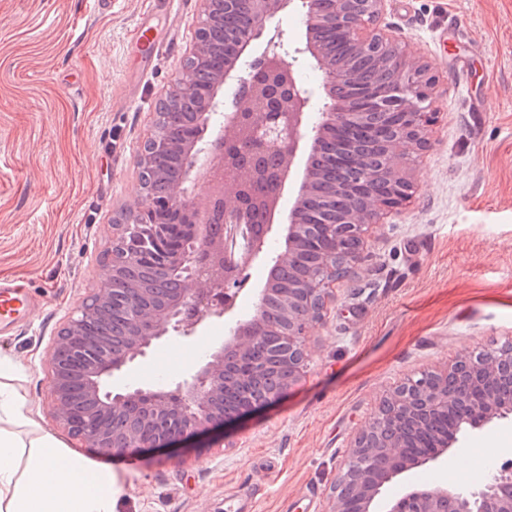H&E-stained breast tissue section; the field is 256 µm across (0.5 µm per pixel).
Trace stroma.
Here are the masks:
<instances>
[{
	"label": "stroma",
	"mask_w": 512,
	"mask_h": 512,
	"mask_svg": "<svg viewBox=\"0 0 512 512\" xmlns=\"http://www.w3.org/2000/svg\"><path fill=\"white\" fill-rule=\"evenodd\" d=\"M199 0H0V279L27 282L29 315L0 333L41 430L111 468L117 512H322L353 433L405 376L512 341V0H386L377 26L430 65L429 142L406 161L414 189L384 214L333 285L305 377L285 397L202 437L201 447L105 456L53 418L46 353L96 287L112 226L139 194L136 153L156 99L179 76ZM162 33L151 58L134 29ZM135 370L165 388L179 372ZM467 454L512 460V424L473 433Z\"/></svg>",
	"instance_id": "stroma-1"
}]
</instances>
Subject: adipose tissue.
Returning <instances> with one entry per match:
<instances>
[{
	"instance_id": "obj_1",
	"label": "adipose tissue",
	"mask_w": 512,
	"mask_h": 512,
	"mask_svg": "<svg viewBox=\"0 0 512 512\" xmlns=\"http://www.w3.org/2000/svg\"><path fill=\"white\" fill-rule=\"evenodd\" d=\"M8 422L35 424L12 363L0 360V512H116L109 469L50 433L22 438Z\"/></svg>"
}]
</instances>
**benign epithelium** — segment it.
I'll return each mask as SVG.
<instances>
[{"mask_svg": "<svg viewBox=\"0 0 512 512\" xmlns=\"http://www.w3.org/2000/svg\"><path fill=\"white\" fill-rule=\"evenodd\" d=\"M200 2L195 41L184 72L159 95L154 130L137 155L140 169L151 156L168 151H180L187 158L180 177L170 185L167 200L173 223L188 241V246L167 256L180 288L168 307L157 313L148 312L136 296H129L130 342L122 354L115 355L109 337L76 335L90 311L112 298L117 273L105 272L57 332L49 350L55 421L83 445L103 454L175 447L276 402L297 385L307 368L308 336L324 320L338 264L354 262L368 226L383 209L406 198L412 184L401 160L427 143L435 81L428 75L429 65L397 39L369 30L385 0H221L224 13L241 15L245 27L224 60L223 71L205 88L198 86L192 70L201 71L208 63L204 48L213 23L212 0ZM285 13L301 16L304 37L296 39L283 29ZM317 25L335 29L357 52L396 72L395 80L369 96L371 105L392 106L406 116L393 158L380 170L395 192L377 200L368 213L338 214L335 197L325 198L323 223L338 234L350 235L353 246L345 255L337 248L319 249L314 272L288 292L283 305L285 322L280 327H269L264 318L245 326L237 319L229 323L224 344L174 387L155 389L132 381L112 386V380L124 377L146 359L155 344L171 337L193 338L212 319L227 316L251 269L279 265L312 240L308 226L298 223V213L311 191L314 174L306 167L300 182L294 183L297 162L306 159L329 130L354 123L355 116L334 91L340 84L353 82L354 74L326 65L309 37ZM307 63L322 72L321 84L309 87L302 82L300 70ZM190 96L200 99L198 130L177 143L163 126L178 122L181 98ZM207 127L213 130L209 138L201 133ZM198 179L207 184L201 204L191 192ZM287 193L292 195L290 221L279 224V206ZM152 206V197L140 189L136 206L124 213V222L112 225V246L133 229L138 214ZM274 238L284 241L275 254L269 250ZM265 336L278 337L272 351L287 366L288 380L264 399L247 402L232 414L216 411L214 402L224 395L226 361H248L253 346ZM68 357L84 363L81 381L87 399L94 404L92 412L80 419L75 417L73 400L65 388L74 377ZM503 366L512 371L511 346L467 351L454 362L424 370L387 391L351 437L324 512H347V489L361 496L362 512H376L384 488L395 485L403 474L425 465L446 467L448 451L460 448L466 434L511 418L512 393L502 395L485 387L486 378ZM450 411L456 418L430 447L403 448L401 435L411 421ZM386 512H512V463L503 466L493 480L463 489L442 482L408 488L388 499Z\"/></svg>", "mask_w": 512, "mask_h": 512, "instance_id": "7a95c632", "label": "benign epithelium"}]
</instances>
